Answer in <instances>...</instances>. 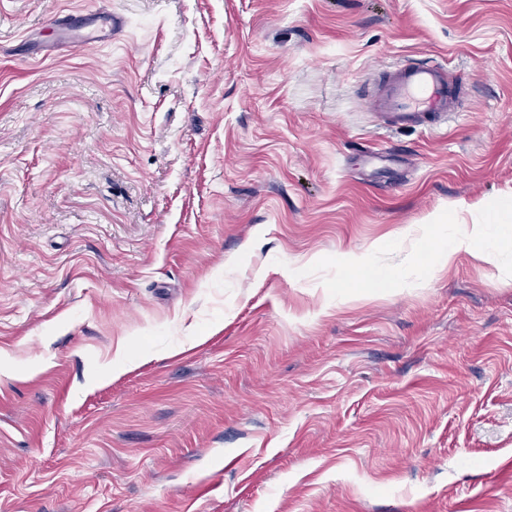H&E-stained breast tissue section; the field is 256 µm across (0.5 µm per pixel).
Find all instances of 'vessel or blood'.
<instances>
[{"label":"vessel or blood","instance_id":"b4317fda","mask_svg":"<svg viewBox=\"0 0 512 512\" xmlns=\"http://www.w3.org/2000/svg\"><path fill=\"white\" fill-rule=\"evenodd\" d=\"M100 32H82L77 20L62 16L57 20L61 33L79 34L81 42L95 43L111 36L121 24L110 10L97 13ZM460 92L453 87L446 62L428 60L404 64L390 70L382 87L370 101V108L384 127H427L459 112Z\"/></svg>","mask_w":512,"mask_h":512}]
</instances>
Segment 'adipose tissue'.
<instances>
[{
    "label": "adipose tissue",
    "mask_w": 512,
    "mask_h": 512,
    "mask_svg": "<svg viewBox=\"0 0 512 512\" xmlns=\"http://www.w3.org/2000/svg\"><path fill=\"white\" fill-rule=\"evenodd\" d=\"M480 250L483 257L492 258L512 250V204L505 202L491 210L484 223L452 225L447 237L438 240L430 255L432 266L450 264L460 251Z\"/></svg>",
    "instance_id": "adipose-tissue-1"
}]
</instances>
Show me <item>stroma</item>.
Here are the masks:
<instances>
[{
	"label": "stroma",
	"instance_id": "stroma-1",
	"mask_svg": "<svg viewBox=\"0 0 512 512\" xmlns=\"http://www.w3.org/2000/svg\"><path fill=\"white\" fill-rule=\"evenodd\" d=\"M508 201L512 0H0V512H512V253L428 266ZM96 18L94 21L101 22V32L102 35L95 33L96 31L92 30L90 32H85L83 34H78V38H80L83 43H95V42H104L107 37L111 39L112 31L118 28L121 24V18L112 14L110 10H102L95 14ZM446 61L428 60L390 70L370 100L383 127H427L460 112V91L452 87Z\"/></svg>",
	"mask_w": 512,
	"mask_h": 512
}]
</instances>
